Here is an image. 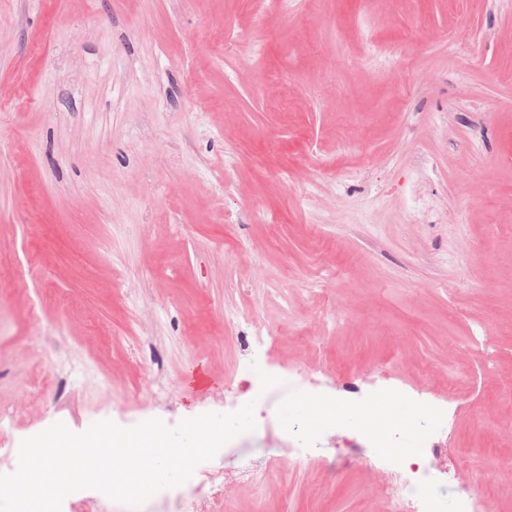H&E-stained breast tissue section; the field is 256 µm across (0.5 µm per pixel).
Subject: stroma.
I'll list each match as a JSON object with an SVG mask.
<instances>
[{"instance_id":"stroma-1","label":"stroma","mask_w":512,"mask_h":512,"mask_svg":"<svg viewBox=\"0 0 512 512\" xmlns=\"http://www.w3.org/2000/svg\"><path fill=\"white\" fill-rule=\"evenodd\" d=\"M0 278L12 447L249 398V311L310 392L445 402L449 494L512 512V0H0ZM321 445L333 493L292 460L214 512H393L371 432Z\"/></svg>"}]
</instances>
